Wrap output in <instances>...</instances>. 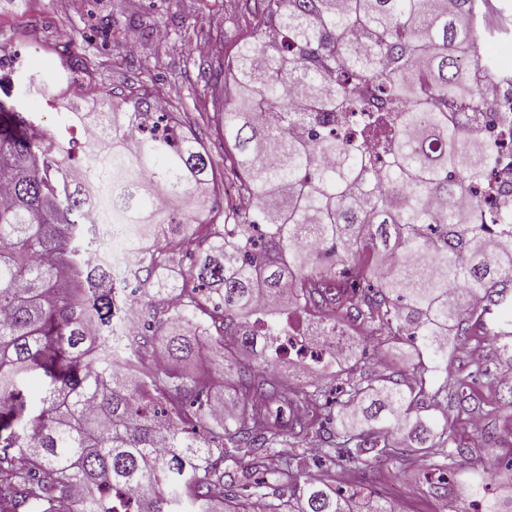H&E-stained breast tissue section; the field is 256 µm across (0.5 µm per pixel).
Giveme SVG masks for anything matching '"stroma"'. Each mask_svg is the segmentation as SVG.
Wrapping results in <instances>:
<instances>
[{"mask_svg": "<svg viewBox=\"0 0 512 512\" xmlns=\"http://www.w3.org/2000/svg\"><path fill=\"white\" fill-rule=\"evenodd\" d=\"M261 18L259 0H0V53L25 47L28 72L15 77L11 92L41 114L47 129L56 128L59 112L80 104L83 86L96 88L98 112L145 92L180 113L220 175L225 145L213 115L224 109V80L216 70ZM72 55L92 61V70L59 79ZM41 85L48 97L39 95ZM498 358L492 334L475 329L448 368L449 385L469 383L475 396L469 406L448 412L450 424L472 445L465 466L489 471L496 495L512 484V393L485 385L478 371ZM370 467L378 472L372 486L378 497L397 501L402 512H440L422 466L396 459Z\"/></svg>", "mask_w": 512, "mask_h": 512, "instance_id": "35a3bbf8", "label": "stroma"}]
</instances>
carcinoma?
I'll use <instances>...</instances> for the list:
<instances>
[{
  "mask_svg": "<svg viewBox=\"0 0 512 512\" xmlns=\"http://www.w3.org/2000/svg\"><path fill=\"white\" fill-rule=\"evenodd\" d=\"M261 2L265 22L221 70L214 118L239 193L203 247L176 208L216 193V174L179 113L144 93L61 112L52 132L0 77V512H131L129 495L136 512H400L364 495L372 470L348 492L331 470L412 465L416 449L437 499L460 479L484 512L512 506L485 475L458 476L466 444L445 415L469 399L448 390L459 337L512 283V203L490 220L475 197L497 146L462 120L490 112L476 69L501 74L476 54L480 0ZM76 124L99 130L79 169ZM104 187L112 223L138 228L134 287L91 258ZM126 308L144 325L128 352L112 347ZM364 329L402 366L365 367ZM285 335L342 338L314 362L336 380L317 428L327 385L278 370ZM284 393L297 418L256 431ZM310 437L319 477L303 475Z\"/></svg>",
  "mask_w": 512,
  "mask_h": 512,
  "instance_id": "carcinoma-1",
  "label": "carcinoma"
}]
</instances>
